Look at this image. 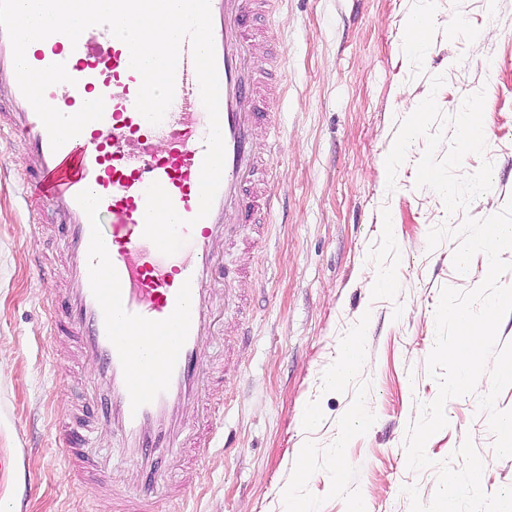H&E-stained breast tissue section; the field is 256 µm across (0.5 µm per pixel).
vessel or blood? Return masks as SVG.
<instances>
[{"label":"vessel or blood","mask_w":512,"mask_h":512,"mask_svg":"<svg viewBox=\"0 0 512 512\" xmlns=\"http://www.w3.org/2000/svg\"><path fill=\"white\" fill-rule=\"evenodd\" d=\"M263 0H211L219 81V117L225 144L221 184L209 215L198 218L200 174L209 116L198 103L199 83L190 42L180 48L173 101L160 124H150L135 106L141 85L130 52L107 27L86 29L77 42L48 38L32 42L26 59L41 69L65 64L70 82L50 86L47 103L76 105L96 88L112 85L103 117L52 150L46 128L25 99L15 77L10 40L0 30V122H7L25 147L24 193L30 211H50L61 233L65 263L50 294L62 307L52 332L69 337L71 359L94 382L104 383L103 405L78 408L84 430L65 435L75 474L101 488L112 512H158L162 481L152 456L183 447L184 411L206 397L204 347L217 333L211 285L226 283L217 243L228 240V222L256 223L272 210L273 198L254 190L261 168L259 128L275 122L260 99L262 76L276 57L266 52L260 66L245 71L255 44L251 16ZM252 108H244L245 96ZM159 182L176 211L194 219L182 229L185 245L166 256L144 238L145 191ZM134 327L150 340L152 357L119 335ZM119 431L135 466L131 489L112 485L109 470L90 455V431Z\"/></svg>","instance_id":"vessel-or-blood-1"}]
</instances>
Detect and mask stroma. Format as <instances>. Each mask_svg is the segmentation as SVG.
Returning a JSON list of instances; mask_svg holds the SVG:
<instances>
[{
  "label": "stroma",
  "instance_id": "1",
  "mask_svg": "<svg viewBox=\"0 0 512 512\" xmlns=\"http://www.w3.org/2000/svg\"><path fill=\"white\" fill-rule=\"evenodd\" d=\"M414 13L429 14L433 27L425 47L407 50L401 28ZM257 29V47L274 43L281 59L267 85L276 130L259 135L274 151L268 189L277 204L258 248L224 250L225 266L249 274L236 283L242 303L225 308L224 333L205 353L209 385L224 386L222 425L211 447L163 458L175 479L192 482L159 512H284L290 492L311 512H409L403 487L430 502L437 463L464 440L480 456L493 452L472 395L447 402L448 424L425 447L434 467L409 470L403 441L418 405L438 394L426 360L440 290H469L485 277L480 254L459 277L454 239L431 250L428 232L495 214L512 197V0H268ZM486 29L492 39L474 46ZM436 74L446 78L435 93L445 113L485 91L486 154L467 155L461 171L487 159L495 172L491 191L451 217L435 191L415 186L424 140L386 187L405 104L431 94ZM22 177L19 140L0 130V453L21 457L19 473L0 476V508L25 482L33 492L24 512H109L95 486L74 479L60 442L83 380L70 367V339L51 333L58 311L33 270L37 261L62 268L61 238L49 212L24 208ZM351 335L361 336L368 363L348 385L321 391L338 342ZM359 397L370 402L369 425L350 440L352 466L340 479L331 448ZM314 401L324 420L307 434L301 415ZM305 442L312 479L294 489L295 450ZM90 445L110 462L113 483L132 482L119 434L95 431Z\"/></svg>",
  "mask_w": 512,
  "mask_h": 512
}]
</instances>
